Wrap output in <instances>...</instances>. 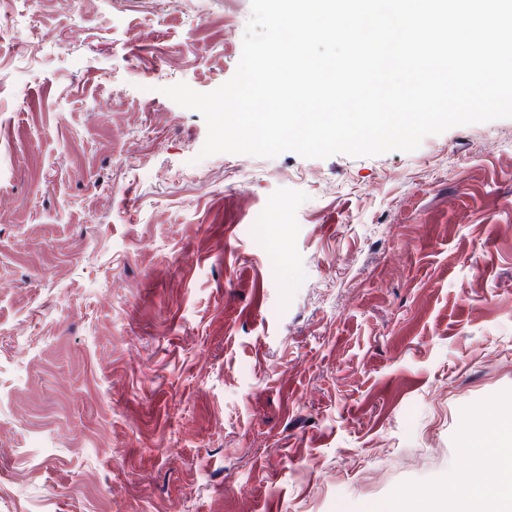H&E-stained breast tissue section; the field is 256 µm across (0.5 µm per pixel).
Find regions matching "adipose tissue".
Here are the masks:
<instances>
[{
    "label": "adipose tissue",
    "mask_w": 512,
    "mask_h": 512,
    "mask_svg": "<svg viewBox=\"0 0 512 512\" xmlns=\"http://www.w3.org/2000/svg\"><path fill=\"white\" fill-rule=\"evenodd\" d=\"M473 452L488 454L498 463L499 479L482 484L462 496L463 502L485 512H512V418L499 417L491 420L482 436L471 442Z\"/></svg>",
    "instance_id": "1"
}]
</instances>
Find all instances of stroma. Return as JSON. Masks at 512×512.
Segmentation results:
<instances>
[{
	"instance_id": "obj_1",
	"label": "stroma",
	"mask_w": 512,
	"mask_h": 512,
	"mask_svg": "<svg viewBox=\"0 0 512 512\" xmlns=\"http://www.w3.org/2000/svg\"><path fill=\"white\" fill-rule=\"evenodd\" d=\"M0 512H374L512 412V119L201 157L250 0H0Z\"/></svg>"
}]
</instances>
